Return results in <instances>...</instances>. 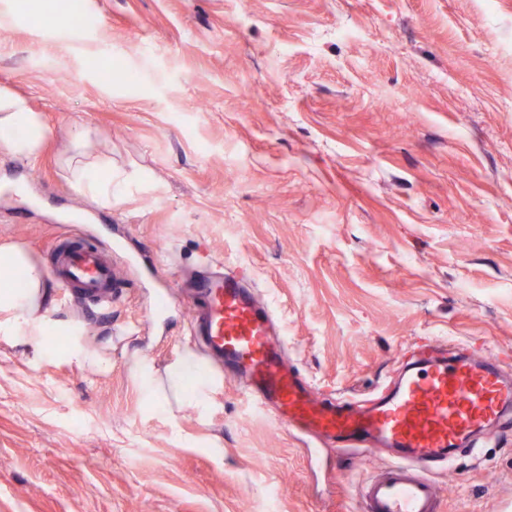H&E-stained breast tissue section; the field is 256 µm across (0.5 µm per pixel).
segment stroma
Returning a JSON list of instances; mask_svg holds the SVG:
<instances>
[{
    "instance_id": "1",
    "label": "stroma",
    "mask_w": 512,
    "mask_h": 512,
    "mask_svg": "<svg viewBox=\"0 0 512 512\" xmlns=\"http://www.w3.org/2000/svg\"><path fill=\"white\" fill-rule=\"evenodd\" d=\"M78 2L75 36L60 0H0V84L50 128L40 161L0 156V245L47 268L57 242H117L121 282L108 309L58 283L48 305L106 367L0 335V512H361L391 456L338 458L248 408L181 285L209 257L250 268L330 400L388 393L426 338L512 374V0ZM83 129L111 207L69 180ZM188 350L217 381L203 417L135 376ZM433 476L438 512H512V430Z\"/></svg>"
}]
</instances>
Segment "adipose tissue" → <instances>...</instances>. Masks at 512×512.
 Listing matches in <instances>:
<instances>
[{"instance_id":"ef3b65f1","label":"adipose tissue","mask_w":512,"mask_h":512,"mask_svg":"<svg viewBox=\"0 0 512 512\" xmlns=\"http://www.w3.org/2000/svg\"><path fill=\"white\" fill-rule=\"evenodd\" d=\"M49 137V128L41 113L36 112L29 99L10 87L0 86V155L38 161ZM75 186L98 204L108 207L116 187L111 179L101 178V171L111 169L110 158L93 153L89 136L77 137L66 159ZM10 265L20 270L22 281L16 286L0 288V334L20 337L30 346L34 358H42L48 348L46 336L73 335L72 327L49 321L44 306L49 295V283L44 269L32 262L26 251L17 244L0 245V266ZM173 385L193 379L186 404L206 410L209 406L214 380L191 353H184L168 369Z\"/></svg>"}]
</instances>
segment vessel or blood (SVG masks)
Returning <instances> with one entry per match:
<instances>
[{"instance_id": "1", "label": "vessel or blood", "mask_w": 512, "mask_h": 512, "mask_svg": "<svg viewBox=\"0 0 512 512\" xmlns=\"http://www.w3.org/2000/svg\"><path fill=\"white\" fill-rule=\"evenodd\" d=\"M75 304L110 306L116 269L98 247L66 244L52 268ZM190 332L215 360L245 378L241 395L277 426L327 440L337 452H385L392 464L360 489L364 512H436L441 498L431 471L452 462L486 421L512 409V385L496 365L464 356L406 371L389 394L370 404L324 400L288 366L276 320L249 285L245 268L210 264L196 281Z\"/></svg>"}]
</instances>
